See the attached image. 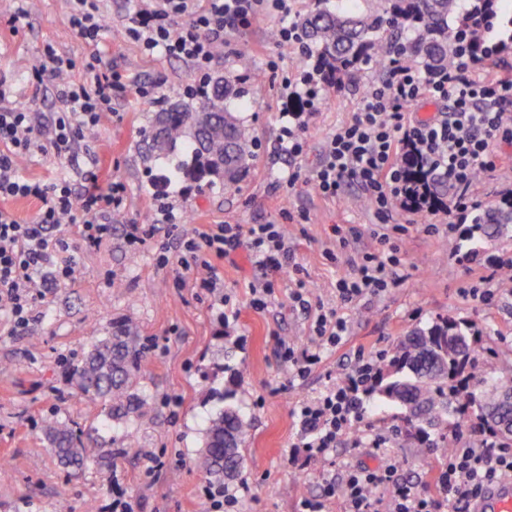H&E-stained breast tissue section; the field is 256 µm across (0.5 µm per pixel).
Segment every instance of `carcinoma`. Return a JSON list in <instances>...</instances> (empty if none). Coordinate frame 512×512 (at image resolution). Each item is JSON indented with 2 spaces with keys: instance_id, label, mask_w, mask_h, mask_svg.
<instances>
[{
  "instance_id": "carcinoma-1",
  "label": "carcinoma",
  "mask_w": 512,
  "mask_h": 512,
  "mask_svg": "<svg viewBox=\"0 0 512 512\" xmlns=\"http://www.w3.org/2000/svg\"><path fill=\"white\" fill-rule=\"evenodd\" d=\"M455 19L461 30L477 25V14L460 9L457 0H312L296 25L307 52L320 59L325 73L340 84L367 64L407 59L427 74L448 68L455 50ZM245 107L239 79L224 74L210 80L202 100L166 109L164 127L149 119L142 146L149 159L180 149L185 159L176 174L184 181L226 188L239 185L250 168L252 144L237 115ZM414 191L448 201V181L428 175L416 156L407 160ZM479 230H512V197L488 205L474 221ZM479 351L468 322L442 319L415 328L386 365L379 368L369 398L399 408L400 433L440 460L454 444L453 435L466 418L492 434L504 448L512 437L499 434L487 419L486 395L512 397V375L478 374ZM148 368L137 333L125 325L112 331L73 368L79 391L102 404L106 416L128 423L143 413L147 399L140 379ZM248 422L226 405L209 420L198 464L220 491L244 471ZM48 439L60 463L81 470L104 465L112 452L84 445L82 434L58 420L48 427Z\"/></svg>"
}]
</instances>
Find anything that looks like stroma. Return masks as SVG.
Wrapping results in <instances>:
<instances>
[{"label":"stroma","instance_id":"1","mask_svg":"<svg viewBox=\"0 0 512 512\" xmlns=\"http://www.w3.org/2000/svg\"><path fill=\"white\" fill-rule=\"evenodd\" d=\"M98 6L105 29L91 45L70 24L69 0H0V79L10 86L13 101L42 118L62 108L51 84L37 91L31 83L30 69L43 46L72 58L68 78L76 83L88 79L85 64L91 54L111 61L120 75L112 112L83 147L99 161L100 187L113 181L125 187L112 213V234L100 246L87 247L76 225L60 227L76 259L73 279L42 289L22 335L0 334V460L11 469L9 478L0 480V512H56L64 499L73 512H115L119 503L129 512H213L197 456L209 418L227 403L250 425L243 472L250 491L241 498L240 512H298L308 498L325 500L326 512H344L340 497H327L326 485L359 461L374 466L397 460L405 480L425 486L431 465L418 463L415 448L397 435L396 407L367 408L365 423L370 433L388 436L385 448L370 453L349 434L310 462L299 447L292 411L318 397L330 378L349 372L358 348L391 358L412 329L442 318L469 321L482 331L481 372L511 370L512 288L491 278L485 258L490 253L512 257V232L477 239L466 224L445 230L440 214V231L428 234L423 217L399 212L394 221L406 227L397 240L402 282L344 306L336 281L352 272L354 259L380 250L373 235L377 219L355 186L332 199L317 192L310 178L327 137L352 120L367 84L384 78V71L367 66L344 89L325 92L319 112L306 119L307 153L292 160L277 148L281 81L303 59L297 50L277 49V18L259 17L248 30L231 35L215 62L217 74H237L239 58L246 55L261 73L246 83L248 107L241 113L256 146L250 174L233 188L163 183L159 174L173 169L178 158L142 159V131L154 107L137 97L135 88L154 83L166 100H182L191 69L183 60L146 54L127 38L140 0H99ZM272 57L278 58V69L269 67ZM492 150L496 168L473 188L482 203L512 195V143L494 142ZM292 169L300 173L296 186L279 189L278 180ZM159 196L184 212L188 234L200 224L284 226L288 260L274 276L277 288L268 308L250 305L256 273L242 254L217 263L223 293L197 287L196 272H183L176 263L178 241L159 226ZM131 224H155L159 230L146 243L133 244L126 235ZM337 227L358 231V239L340 246L333 233ZM331 251L336 260L328 259ZM162 253L171 259L168 266L157 263ZM300 279L311 291L307 313L289 298ZM467 288H491L495 296L481 304L464 296ZM228 305L239 312L230 326L224 323ZM331 310L346 318L347 335L339 347L323 352L311 372L296 376L277 354L280 343L309 345L314 315ZM124 321L137 326L150 370L140 381L148 407L135 421L136 440L118 448L112 441L121 437L124 425L106 419L100 405L79 392L72 368ZM54 420L81 427L86 445L111 450V465L79 472L61 466L43 436Z\"/></svg>","mask_w":512,"mask_h":512}]
</instances>
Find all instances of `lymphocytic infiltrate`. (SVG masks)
Returning <instances> with one entry per match:
<instances>
[{
	"mask_svg": "<svg viewBox=\"0 0 512 512\" xmlns=\"http://www.w3.org/2000/svg\"><path fill=\"white\" fill-rule=\"evenodd\" d=\"M143 2L126 29L128 38L145 51H159L188 63L199 87L211 78L219 46L259 16L279 17L276 46L300 44L289 0ZM175 17L182 18L181 27H173ZM473 38L480 42V52L463 47L447 70L433 76L410 62L389 61L386 80L368 85L351 122L336 128L325 142L322 161L312 177L314 187L323 196L335 198L346 184L356 185L381 221L377 239L388 246L385 252L364 254L353 274L337 280L343 304L399 284L402 262L393 240L405 227L393 223L394 212H442L452 217L477 210L471 187L495 168L493 141H512V116L504 108L512 103V72L497 67L504 41L491 21ZM73 66L71 58L48 44L32 69L36 85L55 79L57 96L64 104L63 111L46 123L26 107L7 106L10 90L0 81V198H33L40 203L35 220L28 224L0 211V317L12 336L30 323L35 280L67 281L74 274L70 244L58 233L61 224H78L83 242L99 246L111 236L109 218L122 202L123 185L113 182L107 190H99L96 157L76 151L112 109V67L93 58L88 64L92 82L77 84L64 78ZM282 87L285 122L279 147L297 160L306 153L307 139L293 119L297 111L318 110L326 84L306 66L298 77L283 78ZM422 100L448 101L447 116H412L411 108ZM48 149L73 166L85 183L82 193H75L68 181L44 184L19 174L20 159ZM412 152L425 158L433 173L447 178L453 189L447 203L411 195L404 162ZM242 251L262 274L250 289V304L267 308V299L275 292L271 275L282 269L288 257L282 225L209 224L184 239L183 252L174 261L186 271L202 268L205 275L198 285L212 292L222 286L212 258L226 259ZM347 330L345 318L333 312L319 314L310 327L311 345H281L280 358L297 375H306L321 362L323 350L337 347ZM375 374L374 363H363L332 381L316 399L295 407L301 445L309 458L325 456L343 435L363 433L365 402ZM504 476H512V448L500 447L490 433L478 435L467 427L457 430L454 448L435 465L430 491L405 481L399 463L392 459L373 467H348L336 489L346 512H472L474 500Z\"/></svg>",
	"mask_w": 512,
	"mask_h": 512,
	"instance_id": "f902f5d3",
	"label": "lymphocytic infiltrate"
}]
</instances>
